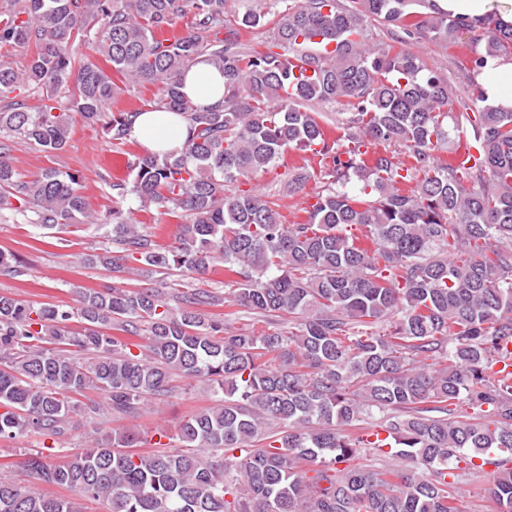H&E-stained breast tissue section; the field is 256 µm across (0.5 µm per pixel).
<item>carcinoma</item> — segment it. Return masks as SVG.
I'll return each instance as SVG.
<instances>
[{
	"mask_svg": "<svg viewBox=\"0 0 512 512\" xmlns=\"http://www.w3.org/2000/svg\"><path fill=\"white\" fill-rule=\"evenodd\" d=\"M269 1L281 6L270 45L249 52L240 30L267 12L230 20L226 0H0V47L35 48L21 66L0 60V211L44 229H109L112 247L79 260L120 274L74 305L0 294V438L60 437L74 415L134 419L177 373L219 397L180 421L181 450L141 452L129 430L59 462L30 455L34 478L107 512H459L461 480L498 450L509 457L488 494L512 512V109L458 113L439 69L368 40L371 18L441 44L475 25L435 0ZM186 16L191 32L167 36ZM481 25L476 74L512 55V24L489 14ZM81 43L95 60L75 57ZM201 57L224 74L221 107L180 91ZM141 83L189 134L177 154L127 160L133 179L109 183L112 210H88L78 173L14 169L6 142L62 150L73 114L122 153L137 112L105 105ZM314 104L350 109L336 139ZM469 129L476 153L460 155ZM288 148L312 153L327 177L301 224L233 189ZM310 178L290 174L288 191ZM131 197L183 219L170 244L124 218ZM218 266L229 293L194 287ZM172 268L179 279L159 277ZM226 303L286 317L288 329H232L205 311ZM87 390L103 402L78 405ZM460 404L492 415L457 420ZM362 448L418 470L351 465ZM0 512L81 507L0 479Z\"/></svg>",
	"mask_w": 512,
	"mask_h": 512,
	"instance_id": "obj_1",
	"label": "carcinoma"
}]
</instances>
